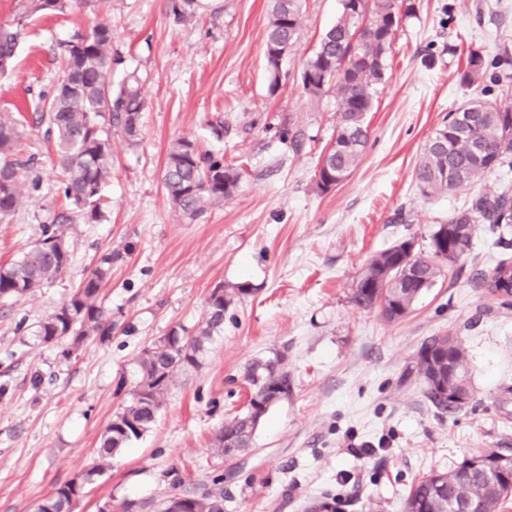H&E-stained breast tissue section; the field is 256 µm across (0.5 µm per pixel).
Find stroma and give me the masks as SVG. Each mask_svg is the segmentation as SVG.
<instances>
[{
    "mask_svg": "<svg viewBox=\"0 0 512 512\" xmlns=\"http://www.w3.org/2000/svg\"><path fill=\"white\" fill-rule=\"evenodd\" d=\"M395 33L394 58L369 115L359 166L330 192L314 172L336 134V98L302 91L300 75L340 0H302V28L271 79L264 57L269 0H196L175 21L169 0H73L65 12L29 16L25 0H0V25L20 26L12 66L0 72V112L24 115L22 150L33 156L26 195L0 224V264L62 220L59 167L35 122L39 98L57 83L60 44L96 23L112 25V84L137 82L146 106L140 137L113 136L112 179L97 221L74 217L70 262L50 285L0 302V512H36L66 482L82 477L117 411L131 399L146 350L174 331L194 335L215 288L248 286L224 311V326L176 375L155 423L87 484L72 512L103 503L157 502L224 476V512H307L343 495L342 512H402L411 483L445 471L478 448H512V307L481 287L479 273L512 258L479 225L470 253L424 291L413 311L390 322L363 310L352 288L369 257L414 240L429 250L478 192L512 188V170L428 198L414 180L427 139L452 108L478 96L512 105V0H412ZM488 67L462 83L463 45ZM292 121L295 142L273 129ZM221 130H214V123ZM236 160L244 174L223 205L190 218L176 213L162 174L170 144ZM112 255L99 302L112 332L71 356L39 344L34 330ZM453 332L466 351L472 401L442 413L408 368L430 336ZM281 359L288 397L269 407L253 445L233 459L210 443L246 410L249 368Z\"/></svg>",
    "mask_w": 512,
    "mask_h": 512,
    "instance_id": "stroma-1",
    "label": "stroma"
}]
</instances>
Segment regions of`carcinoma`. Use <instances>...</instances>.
Wrapping results in <instances>:
<instances>
[{
    "mask_svg": "<svg viewBox=\"0 0 512 512\" xmlns=\"http://www.w3.org/2000/svg\"><path fill=\"white\" fill-rule=\"evenodd\" d=\"M71 0H28L26 11L42 15L69 8ZM301 0H271L265 38V59L271 88L278 84V53L296 45L302 26ZM336 22L321 36L301 72L303 92L319 98L336 95V135L320 154L316 172L322 175L318 188L330 187L324 175L347 178L360 164L369 140L368 114L378 88L385 80L393 54L391 33L401 21L396 0H371L370 19L362 31L359 0H341ZM18 31L0 26V71L11 65ZM461 80L471 84L484 74V58L474 48L462 51ZM62 76L41 97L39 123L46 125L47 139L54 140L61 169L59 198L78 209L89 221L98 217L97 201L112 177V132L130 141L139 136V119L145 102L134 86H112V28L98 23L61 43ZM19 122L0 113V222L17 210L24 186L23 172L33 158H23L19 149ZM503 168L512 169V107L495 108L473 97L448 112L424 145L414 175L426 197L446 194L472 184ZM240 174L224 163V157L202 154L194 141L180 138L168 148L162 181L175 211L194 217L224 203L239 186ZM498 228L497 243L509 245L512 231V194L506 190L486 192L458 211L431 234L432 255H418L407 271L403 240L376 253L366 263L352 301L362 309L377 307L384 318L395 321L410 312L422 293L442 274L443 255L455 261L474 246L477 225ZM70 261L66 232L61 224H44L39 242L14 262L0 265V300L21 297L52 283ZM112 265V255L79 284L68 303L45 318L38 337L44 344L67 341L73 347L99 336H108V323L98 306L100 290ZM483 287L509 303L512 297V260H500L482 277ZM231 294L215 289L207 303L205 327L195 336L178 332L164 337L147 350L132 399L118 412L100 438L95 464L84 475L89 484L104 472L112 457L130 441L138 439L155 422L176 374L198 363L203 339L224 323V310ZM469 362L460 340L451 333L431 337L418 351L410 374L422 384L425 398L437 410L454 412L465 403H450L448 392H462L472 399L468 381ZM248 379L254 386L246 413L227 419L212 440L214 454L236 457L251 447L254 422L261 408L281 399L290 390V375L281 361L252 366ZM507 448H482L466 456L453 469L433 473L414 483L403 512H460L474 503L480 512H500L512 497V464L498 462ZM76 484L67 482L41 505V512H66ZM184 512H220L224 509V475L217 474L195 491L180 494Z\"/></svg>",
    "mask_w": 512,
    "mask_h": 512,
    "instance_id": "carcinoma-1",
    "label": "carcinoma"
}]
</instances>
